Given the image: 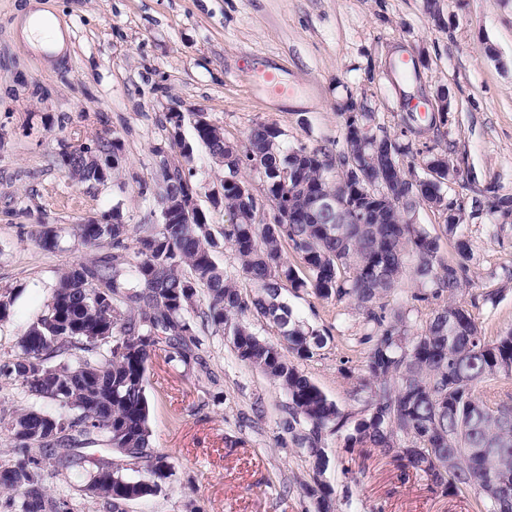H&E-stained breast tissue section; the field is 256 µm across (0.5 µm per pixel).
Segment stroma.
I'll use <instances>...</instances> for the list:
<instances>
[{
  "label": "stroma",
  "instance_id": "1",
  "mask_svg": "<svg viewBox=\"0 0 512 512\" xmlns=\"http://www.w3.org/2000/svg\"><path fill=\"white\" fill-rule=\"evenodd\" d=\"M64 32L69 51L54 65L31 49L20 16L29 0H0V292L16 299L0 322V355L15 353L27 325L45 313L56 277L93 257L73 235L76 224L119 209L140 224L156 208L153 181L161 155L178 148L165 122L170 108L202 112L227 140L244 141L258 122L277 125L289 146L341 149L342 105L372 112L375 126L410 144L406 166L425 177L430 154L448 153L461 176L448 200L470 207L512 195V0H36ZM275 73L286 96L254 83ZM447 94L439 130L420 137L405 128L411 105ZM117 137L124 163L107 184L72 182L58 163L64 148ZM211 231L226 217L212 207L224 171L207 149L191 163ZM59 247L35 241L41 224ZM489 213L467 218L472 248L469 283L457 296L486 336L512 330V222ZM494 224V223H493ZM500 290L497 304L483 296ZM404 280L383 300L385 312L410 311L422 330L438 299L414 300ZM294 315L327 344L300 368L350 419L366 404L358 394L373 325L353 301L285 289ZM192 367L155 356L146 374L151 446L171 472L155 496L123 512H316L302 486L311 481L306 454L283 422L288 397L242 364L221 335H204ZM323 475L335 512H475L474 491L448 493L425 475L400 469L392 456L349 452L342 435L327 436ZM50 493L74 512H108L85 490L81 468L46 471Z\"/></svg>",
  "mask_w": 512,
  "mask_h": 512
}]
</instances>
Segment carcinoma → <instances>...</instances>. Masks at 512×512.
I'll list each match as a JSON object with an SVG mask.
<instances>
[{
  "mask_svg": "<svg viewBox=\"0 0 512 512\" xmlns=\"http://www.w3.org/2000/svg\"><path fill=\"white\" fill-rule=\"evenodd\" d=\"M347 117L342 150L332 156L322 148L290 147L276 125H253L244 143H219L197 126L211 158L224 155V244L238 256L231 274L215 259L219 247L198 186L190 170L168 175L167 159L155 175V198L161 221L135 237L134 258L125 240L131 225L117 212L88 219L74 235L88 248L112 246V257L80 261L62 273L52 288L46 314L31 322L18 341V352L0 358V378L21 382L31 403L0 414V431L11 443V458L0 463V490L16 492L20 512H72L64 497L50 495L43 473L67 468L82 459L81 450L103 444L130 458L147 459L154 480L139 486L112 462L99 460L89 472L85 491L117 507L134 496L144 499L159 491L169 474L165 454L148 455L152 431L145 381L160 337L165 360L185 366L199 362L200 336L221 334L230 339L237 359L277 383L288 395V432L302 422L301 439L311 459L314 483L305 485L317 509L331 512V490L319 479L328 459L323 436L344 432L346 448H377L399 466L424 473L433 483L458 493L497 484L494 497L478 496L477 512H512V330L493 339L454 296L468 283L470 241L462 225L450 223L456 206L446 198L448 173L431 169L429 194L415 186L414 174L401 166L388 190L401 204L426 207L443 218L442 232L457 259L439 256V236L421 224L402 223L401 213L385 210L376 224H325L323 218L286 223L267 202L288 207V166L300 161V181L322 186L344 198L349 185L326 180V173L349 162L359 167L363 182L380 174L369 158L378 145L359 138L353 127H372L374 114L344 106ZM197 114L167 113L172 137L181 156L190 161L193 145L180 138L184 122ZM94 147L110 156L111 168L101 173L87 164L80 148H65L59 164L79 182L103 184L124 159L119 139L99 136ZM259 175L264 197L254 196L241 170ZM179 197L192 207L195 224L172 215ZM37 244L58 247L56 232L47 225ZM298 255L304 274L288 261L285 248ZM418 283L417 301L448 291V302L432 311L425 328L409 335V313L399 309L391 321L374 307L406 278ZM255 288L243 297L239 283ZM310 288L322 297L352 299L376 325L360 378L365 414L355 420L293 362L307 360L323 348L326 338L299 320L282 290ZM252 315L276 327L288 352L261 339L247 320ZM293 358H288V355ZM486 383L496 388L481 393ZM51 403L61 412L42 408ZM448 457L449 467L435 463Z\"/></svg>",
  "mask_w": 512,
  "mask_h": 512,
  "instance_id": "cac0c4a2",
  "label": "carcinoma"
}]
</instances>
